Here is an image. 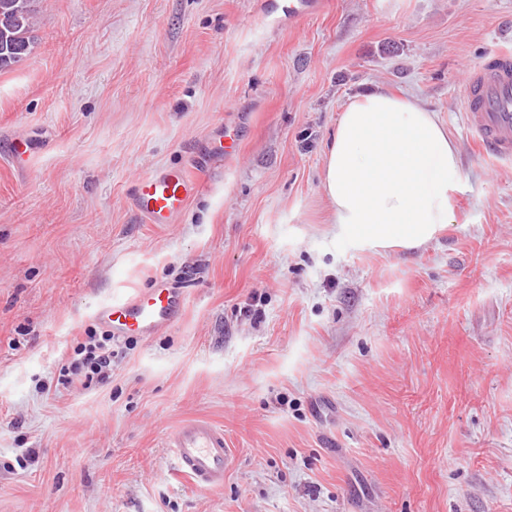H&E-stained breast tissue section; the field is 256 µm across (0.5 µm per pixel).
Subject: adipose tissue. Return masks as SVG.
<instances>
[{"instance_id": "ef3b65f1", "label": "adipose tissue", "mask_w": 512, "mask_h": 512, "mask_svg": "<svg viewBox=\"0 0 512 512\" xmlns=\"http://www.w3.org/2000/svg\"><path fill=\"white\" fill-rule=\"evenodd\" d=\"M458 153L437 115L377 88L348 101L324 151L335 222L364 244L414 248L450 223Z\"/></svg>"}]
</instances>
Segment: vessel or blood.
<instances>
[{"mask_svg":"<svg viewBox=\"0 0 512 512\" xmlns=\"http://www.w3.org/2000/svg\"><path fill=\"white\" fill-rule=\"evenodd\" d=\"M460 100L467 126L482 150L497 159L512 160V51H498L475 67L462 86ZM196 186V180L183 170L149 174L136 184L134 204L150 223L168 224ZM182 305L179 293L155 287L101 303L94 318L114 339L148 340L173 322ZM168 446L179 473L202 490L223 488L224 475L233 464L223 427L204 420L185 422L169 434Z\"/></svg>","mask_w":512,"mask_h":512,"instance_id":"1","label":"vessel or blood"}]
</instances>
